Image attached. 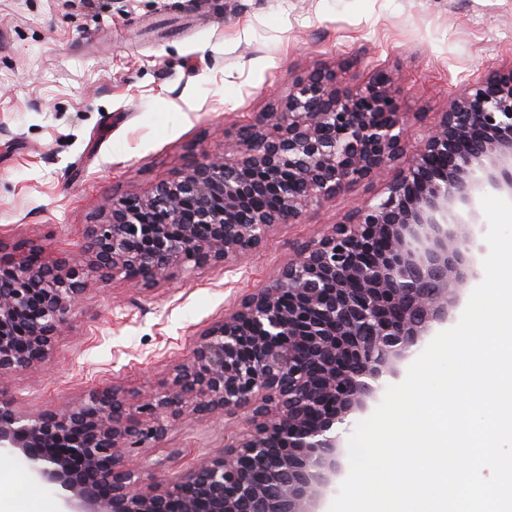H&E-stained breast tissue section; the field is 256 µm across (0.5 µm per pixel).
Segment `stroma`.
<instances>
[{
    "instance_id": "stroma-1",
    "label": "stroma",
    "mask_w": 512,
    "mask_h": 512,
    "mask_svg": "<svg viewBox=\"0 0 512 512\" xmlns=\"http://www.w3.org/2000/svg\"><path fill=\"white\" fill-rule=\"evenodd\" d=\"M324 71L348 91L396 74L417 142L470 84L512 71V0H0V238L40 242L50 260L77 250L113 199L221 153L297 78ZM408 162L312 204L240 271H187L148 289L90 278L47 369L0 378V399L38 412L111 383L162 391L199 328L269 285L356 203L382 196ZM240 429L236 418L197 421L130 454L143 478L172 480ZM0 512L60 504L23 461L0 459Z\"/></svg>"
}]
</instances>
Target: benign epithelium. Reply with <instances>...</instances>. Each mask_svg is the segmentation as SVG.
<instances>
[{"label":"benign epithelium","instance_id":"7a95c632","mask_svg":"<svg viewBox=\"0 0 512 512\" xmlns=\"http://www.w3.org/2000/svg\"><path fill=\"white\" fill-rule=\"evenodd\" d=\"M394 83L379 73L350 92L330 73L298 78L223 153L112 200L78 252L48 263L45 246L20 240L0 254V378L47 363L89 276L153 284L233 268L309 205L380 175L407 149ZM487 189L512 197V72L451 99L382 198L198 330L164 390L141 399L112 384L35 415L0 400V457H23L63 512H319L359 414L475 276ZM210 416L245 428L174 481L135 479L127 449Z\"/></svg>","mask_w":512,"mask_h":512}]
</instances>
